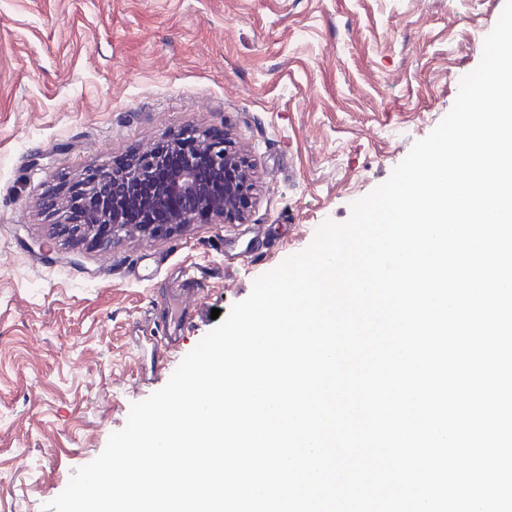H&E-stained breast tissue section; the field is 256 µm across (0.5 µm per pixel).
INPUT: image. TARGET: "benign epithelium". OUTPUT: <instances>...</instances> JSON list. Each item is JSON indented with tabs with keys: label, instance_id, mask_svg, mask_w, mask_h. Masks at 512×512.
<instances>
[{
	"label": "benign epithelium",
	"instance_id": "1",
	"mask_svg": "<svg viewBox=\"0 0 512 512\" xmlns=\"http://www.w3.org/2000/svg\"><path fill=\"white\" fill-rule=\"evenodd\" d=\"M257 172L228 135L184 130L121 165L86 174L57 202L59 231L105 249L127 236H166L206 218L212 224L246 219Z\"/></svg>",
	"mask_w": 512,
	"mask_h": 512
}]
</instances>
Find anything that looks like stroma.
<instances>
[{
    "instance_id": "1",
    "label": "stroma",
    "mask_w": 512,
    "mask_h": 512,
    "mask_svg": "<svg viewBox=\"0 0 512 512\" xmlns=\"http://www.w3.org/2000/svg\"><path fill=\"white\" fill-rule=\"evenodd\" d=\"M505 0H0V512H43L175 370L148 338L186 262L207 316L392 170L450 111ZM230 129L257 171L244 223L110 250L51 207L171 130Z\"/></svg>"
}]
</instances>
